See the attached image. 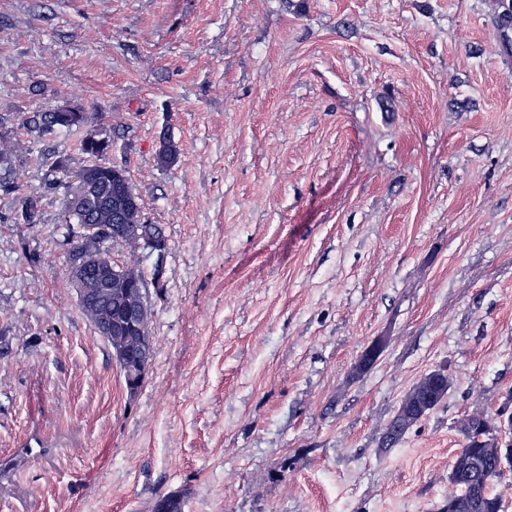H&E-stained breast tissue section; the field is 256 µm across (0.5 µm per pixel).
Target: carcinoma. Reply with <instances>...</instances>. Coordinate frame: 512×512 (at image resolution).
Here are the masks:
<instances>
[{
  "label": "carcinoma",
  "instance_id": "cac0c4a2",
  "mask_svg": "<svg viewBox=\"0 0 512 512\" xmlns=\"http://www.w3.org/2000/svg\"><path fill=\"white\" fill-rule=\"evenodd\" d=\"M493 22L500 37L508 39L512 30V0H497ZM92 116L84 112L74 123H63L57 119L53 109L38 108L21 116L22 127L34 137L44 139L58 132L85 131L80 140V150L90 159V164L82 170H73L63 159L53 161L45 173L42 188L50 194H64V222L91 224L97 227L101 237L70 242L69 260L75 262L86 253L94 252L107 255L101 248L105 241L115 242L135 251L140 248L149 249L158 256L168 251V237L165 229L159 224H144L142 206L139 204L113 206L112 176L123 168L108 160L112 141L101 133L89 129ZM25 158L18 154L14 143L7 137H0V195L12 200L11 212L7 216L0 215V222L13 224H34L38 215V198L31 196L15 182L13 174L17 166L23 164ZM93 171L99 177L100 189L104 190L105 200L99 196L83 199L81 184L77 182L81 172ZM119 277L112 283L104 295L96 297L82 311L94 324L102 321L116 322L122 320L121 303L123 285L127 282L147 287L142 273L130 264L117 265ZM152 314H147L138 322V328L133 332L112 336L109 345L121 346L139 356L145 366H150L153 357V339L150 333ZM452 382L444 381L438 388L431 382L421 379L409 390L402 399L397 414L389 424V428H398V435L390 438L389 446H395L403 435L423 415L407 416V410L412 401L431 393L430 407H435L443 400L447 387ZM496 415L476 408L464 416L467 421V434L462 440L461 448L450 465L448 481L451 490L448 492V508L446 512H505L503 496L493 488L494 481L504 475L499 469V452L512 455V446L497 448L488 441L487 432L495 425ZM152 512H183V502L179 496L163 495L158 497L152 507Z\"/></svg>",
  "mask_w": 512,
  "mask_h": 512
}]
</instances>
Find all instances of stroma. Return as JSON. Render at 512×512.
Wrapping results in <instances>:
<instances>
[{"mask_svg": "<svg viewBox=\"0 0 512 512\" xmlns=\"http://www.w3.org/2000/svg\"><path fill=\"white\" fill-rule=\"evenodd\" d=\"M494 0H0V512H442L459 421L512 396V59ZM102 113L164 259L129 397L68 279L22 115ZM179 150L157 161L159 136ZM386 345L355 374L377 338ZM447 398L395 447L404 394ZM26 159L18 154L14 143L7 137H0V195L12 200L8 216L0 215V222L13 224H36L38 215V198L24 193L15 182L13 174L17 166ZM452 385V380L450 376L448 375V382L442 381L441 387L438 388H432L431 386V380L426 381L425 377H423L420 381H418L413 387L409 390V392L405 395V397L402 399L400 407L397 411V414L394 416L392 421L390 422L387 429H396V425H399L400 428L398 429L396 436H391L389 445L384 446L383 448H391L395 446L399 440L403 437V435L417 422H419L429 411L432 410L433 407H435L439 402H441L444 398L445 391L448 390ZM426 392L431 393V401H430V409L425 414H418L415 417H407V410L412 401L419 397L422 398Z\"/></svg>", "mask_w": 512, "mask_h": 512, "instance_id": "obj_1", "label": "stroma"}]
</instances>
